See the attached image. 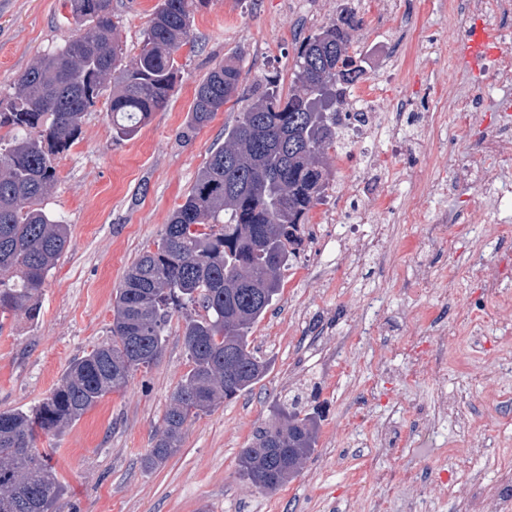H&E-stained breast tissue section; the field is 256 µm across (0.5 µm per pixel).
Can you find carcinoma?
<instances>
[{
    "label": "carcinoma",
    "instance_id": "obj_1",
    "mask_svg": "<svg viewBox=\"0 0 512 512\" xmlns=\"http://www.w3.org/2000/svg\"><path fill=\"white\" fill-rule=\"evenodd\" d=\"M89 27L25 70L0 98V319L35 320L38 294L68 247L69 225L42 203L57 182L55 160L81 134L86 112L111 88L108 116L119 139L135 136L173 96L174 53L189 40L203 0H160L139 52L127 58L112 0H68ZM361 20L354 9L320 26L296 50L287 93L268 80L237 97L239 60L230 57L198 84L190 126L238 105L224 144L210 152L155 250L125 272L113 303L111 339L74 359L35 408L0 411V512H62L64 486L37 448L126 387L161 357L172 313L187 310L182 340L191 368L172 393L153 448L155 469L180 449L193 420L251 390L269 363L251 346L252 327L281 290L282 271L301 251L310 211L329 185L326 160L343 141L342 97L366 73L348 56ZM316 419L296 398L273 407L239 455V471L273 491L293 479L316 447Z\"/></svg>",
    "mask_w": 512,
    "mask_h": 512
}]
</instances>
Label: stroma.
I'll return each mask as SVG.
<instances>
[{"mask_svg":"<svg viewBox=\"0 0 512 512\" xmlns=\"http://www.w3.org/2000/svg\"><path fill=\"white\" fill-rule=\"evenodd\" d=\"M158 0H112L118 36L134 56ZM350 5L361 19L355 50H367L364 84L387 66L397 83L381 93L382 115L398 100L412 101L403 120L408 146L371 171L362 152L329 160V186L310 219L330 207L348 185L392 198L390 235L356 277L337 286L359 242L330 258L303 248L282 273V291L251 332L269 362L252 390L224 400L192 421L180 451L147 470L171 393L190 368L183 320L173 313L165 350L128 386L106 395L57 435L40 436L48 463L65 486L63 512H461L473 481L490 483L512 466V284L507 296L483 294L470 273L477 262L494 269L512 254V238L498 224L512 221L482 188L463 198L433 196L429 185L462 162L467 143L450 118L454 99L469 93L466 76L449 65L448 43L458 38L448 0H206L196 12L190 41L175 54L176 91L137 135L114 137L104 104L86 115L79 139L57 161V183L46 211L69 224L71 240L40 293V315L0 322V411L37 406L74 359L110 338L112 303L126 269L154 249L175 206L190 190L210 152L224 142L237 108L226 105L199 129L189 121L196 86L228 56L240 59L241 97L271 79L287 90L301 40ZM78 31L66 0H0V97L38 54ZM446 116L443 151L420 152L431 135L432 113ZM423 224L405 215L412 203ZM448 218L449 232L467 221L469 236L455 248L429 240V222ZM426 267L433 287L414 285ZM384 333L370 332L373 321ZM447 325V380L409 377L396 346L413 336L430 343ZM298 396L319 417L316 448L299 474L274 492L258 490L238 473V457L267 424L279 398ZM459 400L456 415L439 413L441 399ZM396 429L385 444L379 427ZM445 448L460 467L443 472L439 457L413 459L415 443ZM485 447L473 453L475 444ZM385 472L375 483L371 469Z\"/></svg>","mask_w":512,"mask_h":512,"instance_id":"stroma-1","label":"stroma"}]
</instances>
